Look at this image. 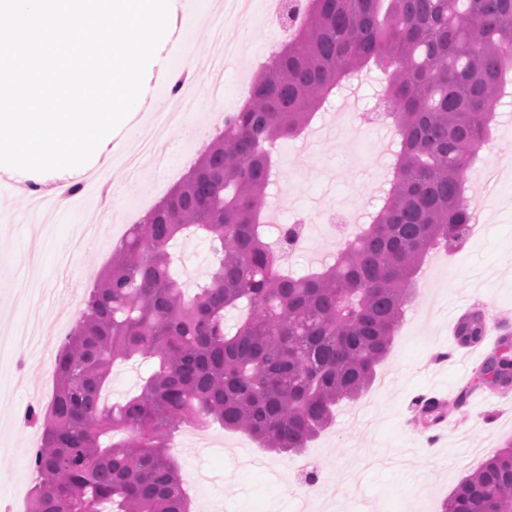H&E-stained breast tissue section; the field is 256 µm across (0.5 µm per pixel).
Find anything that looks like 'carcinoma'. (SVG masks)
<instances>
[{
    "label": "carcinoma",
    "mask_w": 512,
    "mask_h": 512,
    "mask_svg": "<svg viewBox=\"0 0 512 512\" xmlns=\"http://www.w3.org/2000/svg\"><path fill=\"white\" fill-rule=\"evenodd\" d=\"M285 11L293 37L188 176L131 225L59 345L54 397L29 414L43 417L32 512H190L168 444L184 423L302 451L339 402L373 382L425 255L467 239L465 186L512 61V0H288ZM371 61L388 72L379 106L399 139L391 187L331 261L284 276L263 238L269 146L301 134ZM196 231L219 258L188 297L169 246ZM241 303L249 314L230 332L225 311ZM485 330L475 312L457 336L476 344ZM136 355L155 358L154 372L139 393L105 401L113 364ZM479 380L512 387L509 339ZM119 431L129 437L104 441ZM441 512H512V442L463 478Z\"/></svg>",
    "instance_id": "carcinoma-1"
}]
</instances>
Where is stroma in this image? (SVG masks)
Listing matches in <instances>:
<instances>
[{
  "instance_id": "1",
  "label": "stroma",
  "mask_w": 512,
  "mask_h": 512,
  "mask_svg": "<svg viewBox=\"0 0 512 512\" xmlns=\"http://www.w3.org/2000/svg\"><path fill=\"white\" fill-rule=\"evenodd\" d=\"M187 0H179L180 18H193L181 43L197 61V103L213 96L238 93L240 73L256 74L262 66L254 54L266 37L253 32V52L215 73L212 33L221 15L208 5L192 15ZM342 103L331 94L313 119L324 126L322 140L277 141L272 152L279 181L274 191L279 209L290 223L314 228L320 212L333 211L339 202L360 198L367 212H375L391 179L394 158L381 151L382 131L360 129L342 133L330 125ZM223 122L199 120L184 136H173L161 163L150 164L140 176L112 166L107 185L121 191L122 210L143 217L188 173L194 162L223 129ZM489 147L479 150L475 168L490 161L506 164L501 194L483 202L481 236L467 239L451 252L429 253L416 278L413 299L390 354L361 400L339 405L334 422L313 439L302 454L267 452L246 434L210 426L201 437L177 430L171 437L173 456L181 474L209 475V482L186 486L191 512H210L207 501L220 503L223 512H305V501L292 490L307 486L308 474L318 484L332 486L349 478L352 490L318 501V512H440L441 503L457 482L471 474L496 448L512 440V393L499 394L475 373L498 349L501 336L512 338V104L498 105L491 125ZM0 174V270L26 266L31 253L39 255L40 290L14 301L10 288L0 287V327L22 331L31 325L32 310L43 321L35 347H17L19 367L13 377L19 400L0 420V512H28L30 490L37 480L32 453L42 440L39 423L27 420L28 408H44L55 390L53 364L47 358L63 340L55 325L60 307L84 306L101 274L112 264V250L126 230L111 224L114 207L106 199L74 203L58 209L49 227L21 223L28 195L6 187ZM92 226L94 245L72 250L76 225ZM173 265L190 287L205 281L216 257L205 234L178 241ZM481 312L496 339L465 353L463 365L439 362L438 352L449 349L454 337L452 316L466 310ZM154 367L150 358L116 361L108 390L118 401L135 392ZM473 392L448 418V429L428 444L429 429L411 406L414 395L432 393L454 400L466 385Z\"/></svg>"
}]
</instances>
